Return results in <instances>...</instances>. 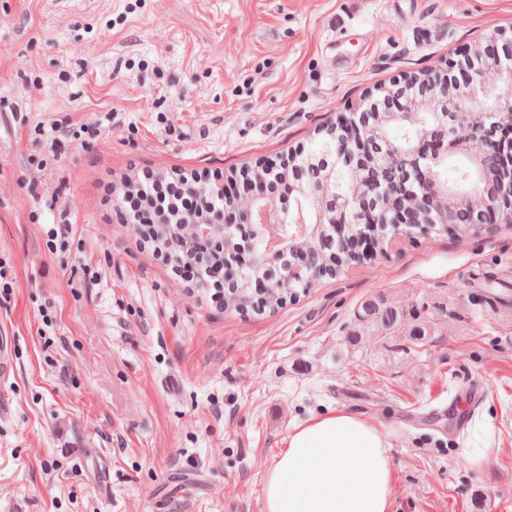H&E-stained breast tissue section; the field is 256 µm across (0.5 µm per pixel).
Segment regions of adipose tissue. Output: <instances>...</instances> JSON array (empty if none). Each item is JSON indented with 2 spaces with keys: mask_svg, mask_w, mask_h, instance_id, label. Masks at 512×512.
I'll use <instances>...</instances> for the list:
<instances>
[{
  "mask_svg": "<svg viewBox=\"0 0 512 512\" xmlns=\"http://www.w3.org/2000/svg\"><path fill=\"white\" fill-rule=\"evenodd\" d=\"M392 486L384 434L340 413L293 430L263 492L266 512H392Z\"/></svg>",
  "mask_w": 512,
  "mask_h": 512,
  "instance_id": "1",
  "label": "adipose tissue"
}]
</instances>
